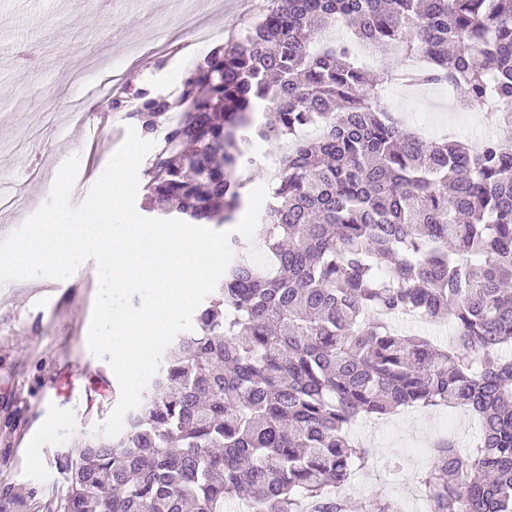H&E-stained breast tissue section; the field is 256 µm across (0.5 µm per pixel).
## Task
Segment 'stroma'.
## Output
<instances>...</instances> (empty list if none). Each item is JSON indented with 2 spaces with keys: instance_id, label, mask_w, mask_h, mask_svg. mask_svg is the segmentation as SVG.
Masks as SVG:
<instances>
[{
  "instance_id": "stroma-1",
  "label": "stroma",
  "mask_w": 512,
  "mask_h": 512,
  "mask_svg": "<svg viewBox=\"0 0 512 512\" xmlns=\"http://www.w3.org/2000/svg\"><path fill=\"white\" fill-rule=\"evenodd\" d=\"M273 3L209 0L201 17L229 38L253 27ZM209 49L184 26L179 0H0V180L24 185L41 203L66 156L78 154L80 175L101 176L125 140L128 119L113 113L111 131L92 145L80 130L107 105L108 94H91L80 113L64 108L86 87L97 57H111L120 85L172 96ZM444 96L440 89L415 93L391 83L383 105L436 136L451 128ZM92 267L84 262L65 287L46 290L41 278L0 298V486L11 489L0 512H44L62 482L60 453L92 433L117 403L114 372L88 348ZM448 433L465 448L477 424L458 423L445 408L418 407L360 420L353 435L373 460L346 492L356 512L375 493L411 512L404 481L418 478L431 462L433 442Z\"/></svg>"
}]
</instances>
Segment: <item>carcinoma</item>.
<instances>
[{
  "label": "carcinoma",
  "mask_w": 512,
  "mask_h": 512,
  "mask_svg": "<svg viewBox=\"0 0 512 512\" xmlns=\"http://www.w3.org/2000/svg\"><path fill=\"white\" fill-rule=\"evenodd\" d=\"M386 80L464 87L512 128V0H278L211 49L173 99L126 113L164 134L145 211L226 224L250 147L285 143L258 230L230 236L224 280L194 311L114 438L59 457L47 512H348L371 450L363 418L463 407L479 440H436L419 476L431 512H512V134L475 150L428 139L382 107ZM448 321V340L391 318Z\"/></svg>",
  "instance_id": "obj_1"
}]
</instances>
